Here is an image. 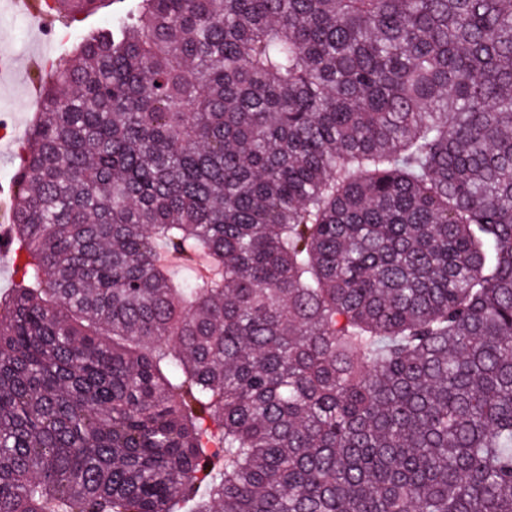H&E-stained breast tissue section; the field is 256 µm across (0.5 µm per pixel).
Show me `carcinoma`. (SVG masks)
<instances>
[{
	"instance_id": "obj_1",
	"label": "carcinoma",
	"mask_w": 512,
	"mask_h": 512,
	"mask_svg": "<svg viewBox=\"0 0 512 512\" xmlns=\"http://www.w3.org/2000/svg\"><path fill=\"white\" fill-rule=\"evenodd\" d=\"M112 3L15 175L0 512H512V0Z\"/></svg>"
}]
</instances>
